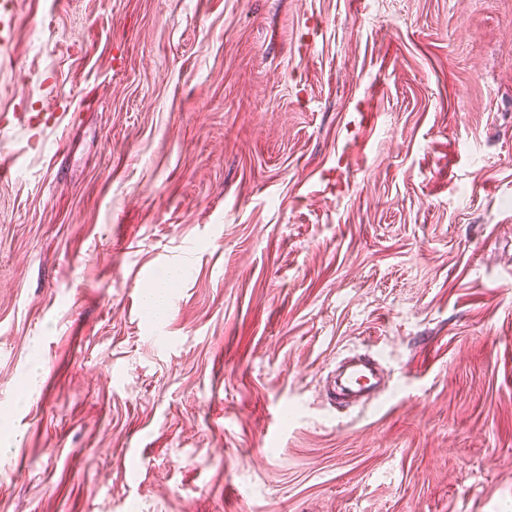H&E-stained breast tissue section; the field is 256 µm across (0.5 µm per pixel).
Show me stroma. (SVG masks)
I'll return each instance as SVG.
<instances>
[{
    "mask_svg": "<svg viewBox=\"0 0 512 512\" xmlns=\"http://www.w3.org/2000/svg\"><path fill=\"white\" fill-rule=\"evenodd\" d=\"M6 11L0 512H512V0ZM172 285V281L169 279H161L156 281L151 288H147L145 297L156 298L159 301L148 303L149 312L153 315L163 314L166 310V302L169 295V291ZM337 369L340 388L334 394L339 405H363L380 385L377 364L368 355L347 356L339 361Z\"/></svg>",
    "mask_w": 512,
    "mask_h": 512,
    "instance_id": "obj_1",
    "label": "stroma"
}]
</instances>
